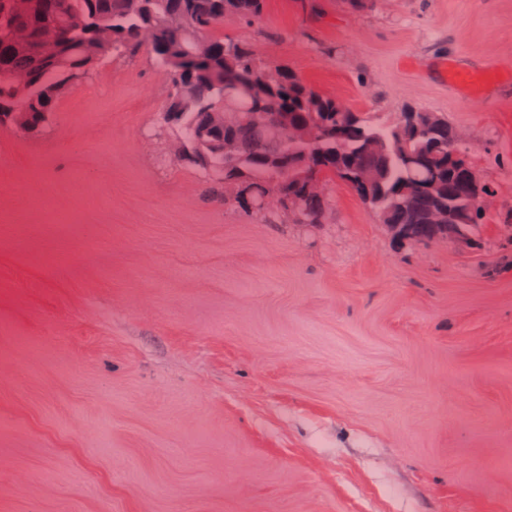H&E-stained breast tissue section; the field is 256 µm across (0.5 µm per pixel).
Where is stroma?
Segmentation results:
<instances>
[{"label":"stroma","mask_w":512,"mask_h":512,"mask_svg":"<svg viewBox=\"0 0 512 512\" xmlns=\"http://www.w3.org/2000/svg\"><path fill=\"white\" fill-rule=\"evenodd\" d=\"M216 31L378 122L446 115L492 201L413 243L339 180L320 224L204 199L143 50L0 126V512H512V0Z\"/></svg>","instance_id":"stroma-1"}]
</instances>
